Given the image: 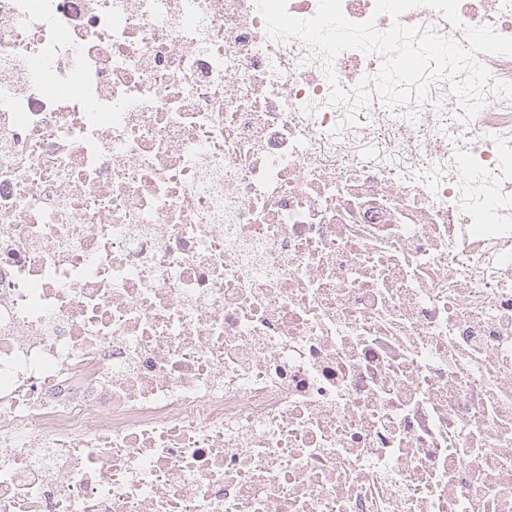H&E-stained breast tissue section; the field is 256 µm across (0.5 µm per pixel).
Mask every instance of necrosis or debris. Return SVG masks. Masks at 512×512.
I'll return each instance as SVG.
<instances>
[{"label": "necrosis or debris", "mask_w": 512, "mask_h": 512, "mask_svg": "<svg viewBox=\"0 0 512 512\" xmlns=\"http://www.w3.org/2000/svg\"><path fill=\"white\" fill-rule=\"evenodd\" d=\"M384 63L256 0H0V512H512V98Z\"/></svg>", "instance_id": "necrosis-or-debris-1"}]
</instances>
